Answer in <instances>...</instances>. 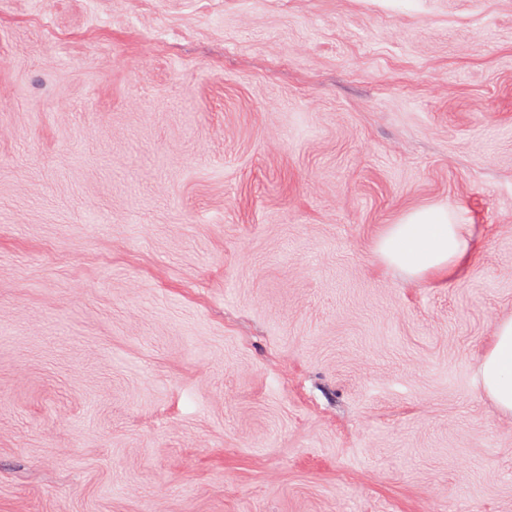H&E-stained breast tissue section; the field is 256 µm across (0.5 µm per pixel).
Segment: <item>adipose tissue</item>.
Instances as JSON below:
<instances>
[{"instance_id":"obj_1","label":"adipose tissue","mask_w":512,"mask_h":512,"mask_svg":"<svg viewBox=\"0 0 512 512\" xmlns=\"http://www.w3.org/2000/svg\"><path fill=\"white\" fill-rule=\"evenodd\" d=\"M478 242L475 225L462 223L449 214L447 206L437 205L409 212L400 223L386 225L374 250L384 264L409 278L452 277L470 267ZM475 381L499 414L512 418V317L497 324Z\"/></svg>"}]
</instances>
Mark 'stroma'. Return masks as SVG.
<instances>
[{
	"mask_svg": "<svg viewBox=\"0 0 512 512\" xmlns=\"http://www.w3.org/2000/svg\"><path fill=\"white\" fill-rule=\"evenodd\" d=\"M510 316L512 0H0V512H512ZM479 235L474 224H464L448 206L411 211L399 224H388L375 240L374 250L387 266L410 279L431 275L460 276L476 255ZM475 382L501 416L512 418V317L497 324L492 343L479 360Z\"/></svg>",
	"mask_w": 512,
	"mask_h": 512,
	"instance_id": "1",
	"label": "stroma"
}]
</instances>
